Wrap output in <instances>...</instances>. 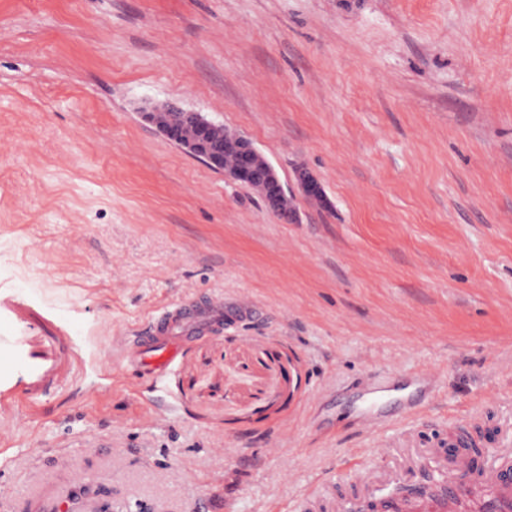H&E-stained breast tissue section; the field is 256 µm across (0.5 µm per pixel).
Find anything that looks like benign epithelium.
Masks as SVG:
<instances>
[{
	"label": "benign epithelium",
	"instance_id": "7a95c632",
	"mask_svg": "<svg viewBox=\"0 0 512 512\" xmlns=\"http://www.w3.org/2000/svg\"><path fill=\"white\" fill-rule=\"evenodd\" d=\"M139 115L155 126L170 142L187 153L203 158L210 166L221 164L224 153L212 146L210 131L213 123L199 113L183 108L177 103L146 105ZM224 144L238 154V163L225 172V177L233 182L246 184L263 196L269 208L280 214L287 222L298 220L296 208L283 212L281 203L288 194L275 168L265 160L253 143L241 134L224 129ZM294 180L307 198L326 199L321 182L307 169H295Z\"/></svg>",
	"mask_w": 512,
	"mask_h": 512
}]
</instances>
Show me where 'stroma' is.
<instances>
[{"instance_id": "1", "label": "stroma", "mask_w": 512, "mask_h": 512, "mask_svg": "<svg viewBox=\"0 0 512 512\" xmlns=\"http://www.w3.org/2000/svg\"><path fill=\"white\" fill-rule=\"evenodd\" d=\"M174 101L252 141L269 210L137 109ZM248 299L162 376L98 383L185 296ZM70 381L13 402L0 512H304L483 467L512 434V0H0V331ZM434 375L378 434L358 385ZM166 418L154 420V409ZM294 180L301 191V193L307 198H315L321 201L319 198L325 200V192L321 182L307 169L298 167L295 169Z\"/></svg>"}]
</instances>
